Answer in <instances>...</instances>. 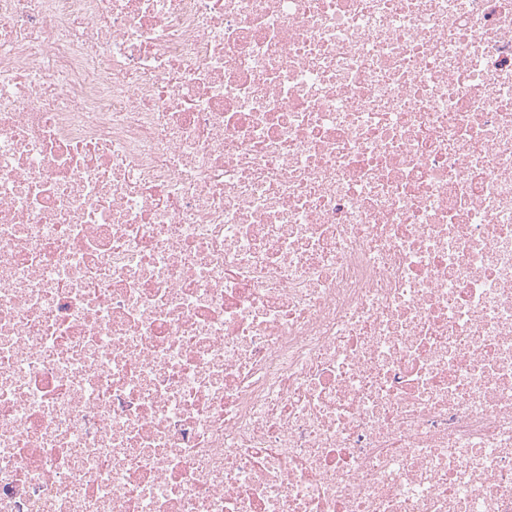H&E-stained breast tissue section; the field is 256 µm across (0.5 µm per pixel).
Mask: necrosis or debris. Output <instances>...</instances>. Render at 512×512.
<instances>
[{
    "mask_svg": "<svg viewBox=\"0 0 512 512\" xmlns=\"http://www.w3.org/2000/svg\"><path fill=\"white\" fill-rule=\"evenodd\" d=\"M0 512H512V0H0Z\"/></svg>",
    "mask_w": 512,
    "mask_h": 512,
    "instance_id": "1",
    "label": "necrosis or debris"
}]
</instances>
